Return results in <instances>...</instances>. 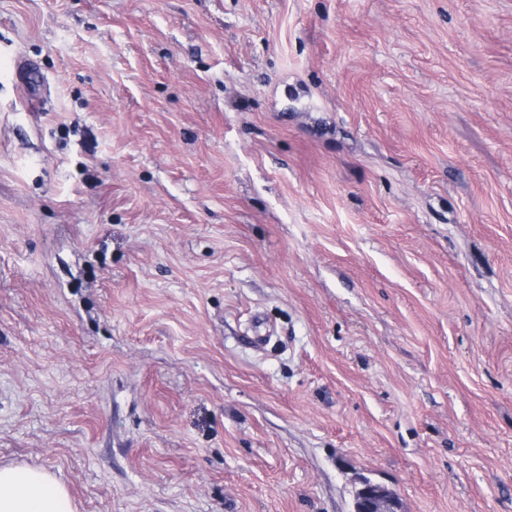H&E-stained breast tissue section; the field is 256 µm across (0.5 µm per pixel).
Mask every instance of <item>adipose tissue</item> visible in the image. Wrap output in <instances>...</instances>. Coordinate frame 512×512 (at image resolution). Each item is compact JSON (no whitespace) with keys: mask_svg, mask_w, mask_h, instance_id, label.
I'll list each match as a JSON object with an SVG mask.
<instances>
[{"mask_svg":"<svg viewBox=\"0 0 512 512\" xmlns=\"http://www.w3.org/2000/svg\"><path fill=\"white\" fill-rule=\"evenodd\" d=\"M0 512H75L55 474L22 465H0Z\"/></svg>","mask_w":512,"mask_h":512,"instance_id":"adipose-tissue-1","label":"adipose tissue"}]
</instances>
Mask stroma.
I'll list each match as a JSON object with an SVG mask.
<instances>
[{
  "instance_id": "stroma-1",
  "label": "stroma",
  "mask_w": 512,
  "mask_h": 512,
  "mask_svg": "<svg viewBox=\"0 0 512 512\" xmlns=\"http://www.w3.org/2000/svg\"><path fill=\"white\" fill-rule=\"evenodd\" d=\"M0 463L512 512V0H0ZM354 512H399L401 505L397 494L389 487L371 480L359 479Z\"/></svg>"
}]
</instances>
